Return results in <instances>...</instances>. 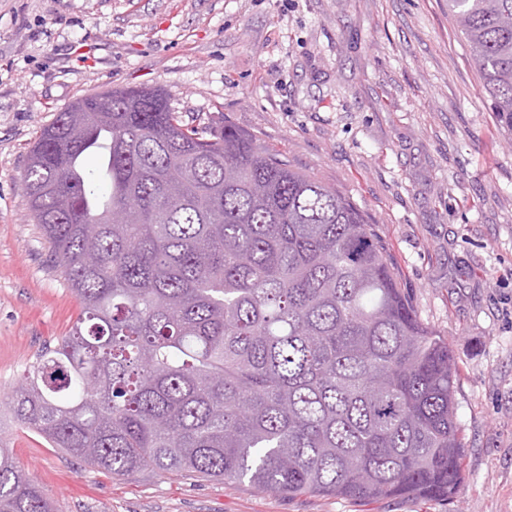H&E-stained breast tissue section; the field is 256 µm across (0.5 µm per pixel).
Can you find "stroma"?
<instances>
[{"label": "stroma", "instance_id": "stroma-1", "mask_svg": "<svg viewBox=\"0 0 512 512\" xmlns=\"http://www.w3.org/2000/svg\"><path fill=\"white\" fill-rule=\"evenodd\" d=\"M159 86L350 198L458 362L457 502L349 503L145 469L123 477L5 424L57 512H512V135L448 0H0V383L81 305L29 216L39 131L79 97Z\"/></svg>", "mask_w": 512, "mask_h": 512}]
</instances>
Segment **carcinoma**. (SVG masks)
I'll return each instance as SVG.
<instances>
[{
  "label": "carcinoma",
  "mask_w": 512,
  "mask_h": 512,
  "mask_svg": "<svg viewBox=\"0 0 512 512\" xmlns=\"http://www.w3.org/2000/svg\"><path fill=\"white\" fill-rule=\"evenodd\" d=\"M512 135V0H448ZM43 127L22 185L81 311L0 396L53 448L124 476L451 502L457 366L336 189L161 88L86 95ZM0 512H54L0 437Z\"/></svg>",
  "instance_id": "carcinoma-1"
}]
</instances>
